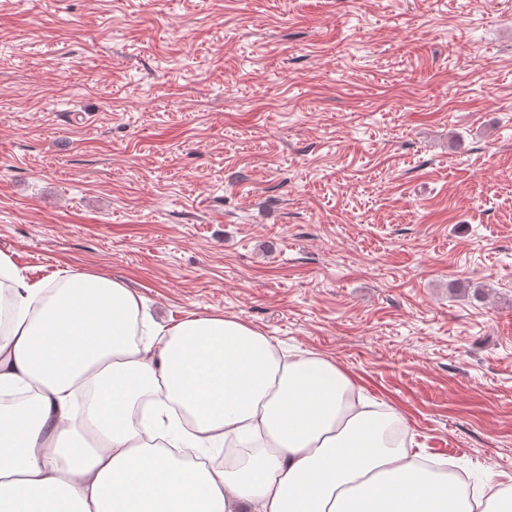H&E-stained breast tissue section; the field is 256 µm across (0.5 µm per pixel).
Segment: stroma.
I'll list each match as a JSON object with an SVG mask.
<instances>
[{
	"label": "stroma",
	"instance_id": "obj_1",
	"mask_svg": "<svg viewBox=\"0 0 512 512\" xmlns=\"http://www.w3.org/2000/svg\"><path fill=\"white\" fill-rule=\"evenodd\" d=\"M0 252L317 353L512 479V0H0Z\"/></svg>",
	"mask_w": 512,
	"mask_h": 512
}]
</instances>
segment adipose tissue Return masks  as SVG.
I'll return each instance as SVG.
<instances>
[{
  "label": "adipose tissue",
  "mask_w": 512,
  "mask_h": 512,
  "mask_svg": "<svg viewBox=\"0 0 512 512\" xmlns=\"http://www.w3.org/2000/svg\"><path fill=\"white\" fill-rule=\"evenodd\" d=\"M0 512H512L405 441L336 363L221 315L166 327L122 281L32 282L0 253ZM189 429L176 427L178 415ZM253 445L215 465L225 443Z\"/></svg>",
  "instance_id": "obj_1"
}]
</instances>
